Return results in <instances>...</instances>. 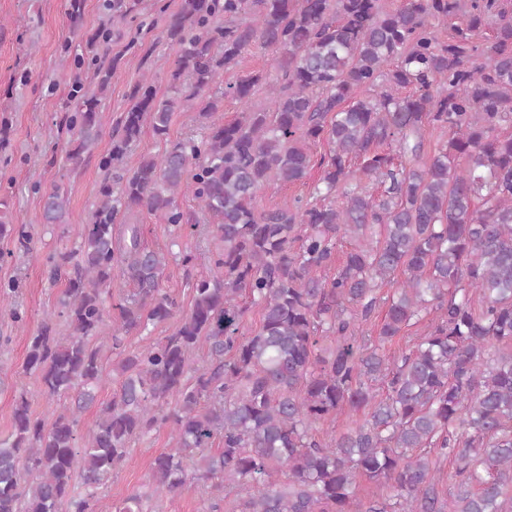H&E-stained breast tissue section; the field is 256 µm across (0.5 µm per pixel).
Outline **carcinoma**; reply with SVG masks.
<instances>
[{"instance_id":"obj_1","label":"carcinoma","mask_w":512,"mask_h":512,"mask_svg":"<svg viewBox=\"0 0 512 512\" xmlns=\"http://www.w3.org/2000/svg\"><path fill=\"white\" fill-rule=\"evenodd\" d=\"M448 24L440 42L434 24ZM163 34L177 46L168 96L136 84L112 132L105 183L74 246L47 257L64 277L55 310L29 337L25 373L61 406L34 416L13 384L0 437V512H108L101 489L133 445L169 428L148 484L116 512H158L188 484L221 480L201 512H512V12L502 0H182ZM252 49L280 54L274 77L217 80ZM63 119L67 160L100 137L112 60ZM266 106L253 105L259 88ZM364 90L360 97L357 91ZM242 110L224 121V97ZM175 112L205 130L131 172L127 152ZM448 141L425 155L430 130ZM323 141L316 156L309 144ZM318 172L314 200L260 209L270 183ZM201 204L183 210L181 195ZM147 213L179 242L204 222L218 248L188 279L189 309L161 288L171 253L148 248ZM67 191L42 200L66 223ZM31 236L0 222V239ZM128 286L112 302L114 274ZM390 286L382 299L378 291ZM386 305L376 339L355 331ZM259 326L240 332L252 309ZM179 316L131 350L132 333ZM429 318L402 354L386 344ZM115 356L106 372L105 353ZM114 384L112 399L100 391ZM96 409L83 426L82 416ZM362 413L340 433L320 426ZM217 451H212L213 444ZM454 474L440 485L441 464ZM386 490L365 506L357 479Z\"/></svg>"}]
</instances>
